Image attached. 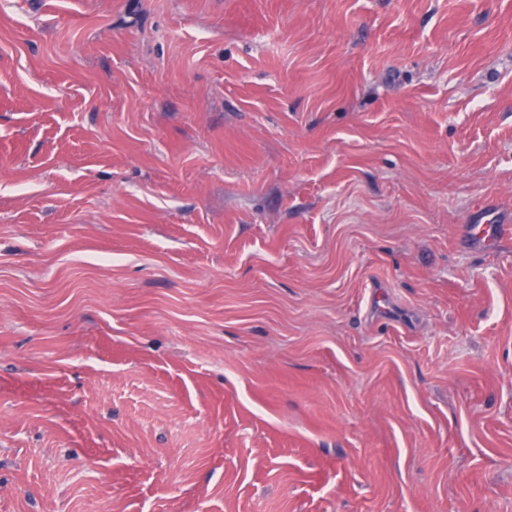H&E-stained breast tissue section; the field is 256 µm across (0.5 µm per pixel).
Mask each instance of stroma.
<instances>
[{"mask_svg": "<svg viewBox=\"0 0 512 512\" xmlns=\"http://www.w3.org/2000/svg\"><path fill=\"white\" fill-rule=\"evenodd\" d=\"M0 512H512V0H0Z\"/></svg>", "mask_w": 512, "mask_h": 512, "instance_id": "stroma-1", "label": "stroma"}]
</instances>
